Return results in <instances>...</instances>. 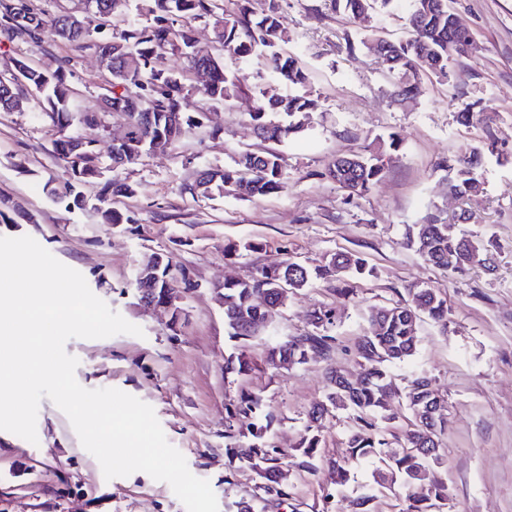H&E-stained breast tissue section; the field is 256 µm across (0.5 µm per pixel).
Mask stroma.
<instances>
[{
    "mask_svg": "<svg viewBox=\"0 0 512 512\" xmlns=\"http://www.w3.org/2000/svg\"><path fill=\"white\" fill-rule=\"evenodd\" d=\"M448 6L473 44L450 61V84L425 78L406 98L395 74L367 48L347 53L344 38L367 32L391 41L409 38L412 0H392L373 13L367 32L330 0H281L280 50L306 71L302 93L317 103L304 130L264 141L250 118L256 91L281 98L292 88L265 61L225 58L227 69L246 76L245 94L210 109L204 126L183 125L175 146L112 170L133 189L108 202L123 216L120 224L106 223L99 209L104 178L85 186V207L61 200L66 172L53 151L60 132L33 98L20 110L0 112V236L33 237L143 330L139 337L68 340L67 353L79 360L77 381L88 389L122 390L152 406L190 472L209 481L219 512H235L241 501L254 512H350L349 500L328 503L324 496L333 488L329 463L345 455L352 422L337 410L313 424L308 412L325 398L329 365L352 379L363 373L356 346L368 332L369 310L407 300L415 286L443 289L448 331L422 319L416 353L389 364L396 391L381 427L394 445L402 444L411 428L405 386L427 376L448 410L444 476L451 504L456 512H512V0H448ZM18 59L48 72L68 62L76 108L96 116L71 131L94 141L101 157L110 156L127 120L99 110L110 74L98 54L50 37L39 43L0 37V71ZM462 112L474 113L471 124L458 121ZM392 133L401 145L365 195H349L325 177L336 157ZM490 134L498 149L482 160L479 192L450 193L448 161ZM266 148L281 158L284 191L259 200L193 192L199 171L232 165L243 150ZM464 211L470 223H455ZM432 212L451 224L453 235L488 243V263L449 275L425 261L408 237ZM153 253L172 256L191 278V289L180 290L169 310L137 298L138 269ZM337 253L360 254L373 275L315 279L289 295L272 334L230 340L219 302L225 281L288 260L314 267ZM318 308L336 317L330 359L268 366V347L305 335L309 314ZM232 354L248 370L226 373ZM242 393L259 395L274 417L267 437L288 451L287 501L261 496L259 476L235 468L225 453V406ZM310 424L320 439L315 473L304 467L298 447ZM36 429L34 444L0 431V512H186L169 484L146 473L105 479L50 399L40 402Z\"/></svg>",
    "mask_w": 512,
    "mask_h": 512,
    "instance_id": "obj_1",
    "label": "stroma"
}]
</instances>
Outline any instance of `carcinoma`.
Returning a JSON list of instances; mask_svg holds the SVG:
<instances>
[{"label": "carcinoma", "instance_id": "1", "mask_svg": "<svg viewBox=\"0 0 512 512\" xmlns=\"http://www.w3.org/2000/svg\"><path fill=\"white\" fill-rule=\"evenodd\" d=\"M21 0H0V36L38 43L47 35L66 40L78 50H94L102 55L114 81L103 98L109 111H120L128 118V141L112 145L111 165L120 167L137 161L151 150V143L162 138L172 145L183 124H201L206 112L194 115L181 111L180 98L184 91L181 75L163 64L167 55L176 56L187 63L195 75L208 74L209 81L196 89L210 106L231 102L246 88L245 78L230 77L224 69V56L240 58L253 54L269 57L272 68L289 82L302 85L307 75L295 58L276 51L283 41L279 15V0H270L268 13L259 20L252 19L242 7L230 8L218 0H142L144 15L153 17L150 24L129 25L121 30L113 28L124 0H113L112 15L98 17L84 15L79 22L70 15L59 12L51 17H41L21 8V20L14 21V5ZM391 0H331L332 7L343 10L358 21L379 6ZM439 0H413L410 25L414 37L394 43L380 40L378 58L389 71L407 80L405 86L420 75L428 74L440 81L449 79L448 61L466 51V42L448 34V6L438 7ZM212 22L216 28L214 45L210 49L197 45L190 20ZM136 56L140 66L125 71L124 57ZM24 83L8 84L18 95L26 90L35 95L48 111L57 126L70 125L74 113L69 106L73 90L68 84L66 67L51 74L39 70L30 62L24 63ZM315 102L303 96L269 98L258 103L252 119L259 135L280 141L304 127L306 114L314 110ZM73 136L65 135L54 141V153L65 163L67 195L77 204L73 189L81 188L92 179L85 173L81 156L69 148ZM399 138L391 134L387 141L369 145V156L349 154L339 156L328 166L325 176L352 195H363L377 184L384 172L381 155L396 151ZM494 152L495 142L490 140L474 147L469 155L451 167L449 184L457 194H468L478 182V168L484 151ZM286 188L280 157L273 151H244L234 164L224 169H205L198 175L193 191L203 197L216 192L234 190L248 199H259ZM410 242L430 264L443 271H456L460 252L480 248L481 244L448 235V225L435 216L428 223L418 225L416 236ZM283 280L271 283L254 277L224 283V318L228 336L248 340L264 330L285 304L288 294L307 286L312 277L371 276L373 269L365 259L356 254L334 255L324 264L313 269L295 262H283ZM411 299L391 306L371 310L369 334L359 342L357 353L365 362L366 371L361 380H348L341 369L328 371V392L325 400L314 405L309 412L311 422L325 418L334 409L351 413L354 426L349 431L346 447L349 458L334 461L333 484L341 490L349 481V460L360 457L378 458L382 467L375 472V482L383 488L396 487L404 491V508L399 512H441L447 505V485L434 476V469L441 467L444 449L442 435L447 429V419L438 413L444 400L434 392L429 378L421 375L411 379L405 392L406 407L413 417V428L398 448L391 446L376 419L384 417L386 393L395 390L387 365L403 361L417 350L420 314L448 327V304L443 291L431 288H412ZM314 332L295 343L288 339L269 347L267 364L277 368L302 365L311 359L330 358L335 349L336 337L327 333L333 325L330 311L318 309L309 318ZM229 417L250 416L262 424L256 426L247 444L237 441L234 424L225 430V451L240 464L249 467L262 479L261 490L284 502L288 500V480L282 459L283 450L269 448L263 442L273 417L263 411L262 399L257 395L242 394L227 407ZM320 440L306 429L299 447L308 458L306 467L314 470L312 459Z\"/></svg>", "mask_w": 512, "mask_h": 512}]
</instances>
